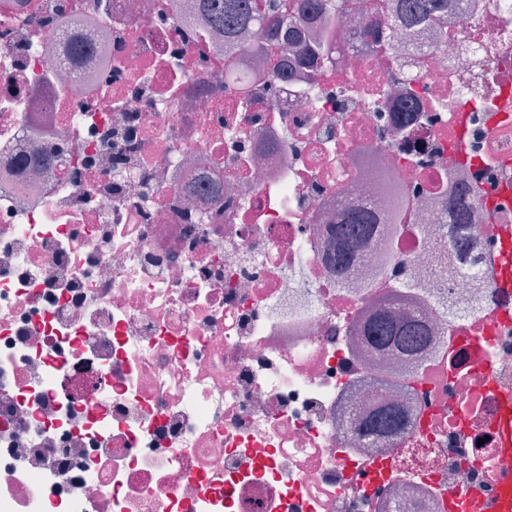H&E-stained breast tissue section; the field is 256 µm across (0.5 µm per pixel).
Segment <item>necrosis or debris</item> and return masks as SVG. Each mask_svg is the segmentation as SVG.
I'll return each mask as SVG.
<instances>
[{"label": "necrosis or debris", "mask_w": 512, "mask_h": 512, "mask_svg": "<svg viewBox=\"0 0 512 512\" xmlns=\"http://www.w3.org/2000/svg\"><path fill=\"white\" fill-rule=\"evenodd\" d=\"M189 5L0 0V512H498L512 0L408 30L397 0H346L245 85ZM353 208L393 233L340 276ZM383 305L423 355L369 350ZM384 405L405 427L364 437Z\"/></svg>", "instance_id": "obj_1"}]
</instances>
